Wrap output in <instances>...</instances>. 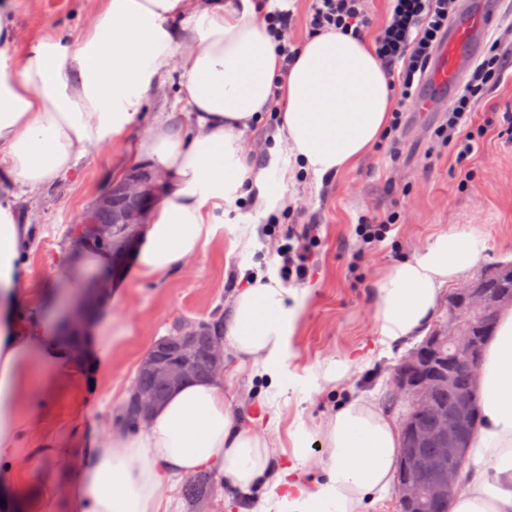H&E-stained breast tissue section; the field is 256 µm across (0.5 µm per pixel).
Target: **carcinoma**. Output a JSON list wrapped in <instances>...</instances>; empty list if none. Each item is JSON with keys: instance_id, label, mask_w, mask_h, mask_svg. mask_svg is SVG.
Returning a JSON list of instances; mask_svg holds the SVG:
<instances>
[{"instance_id": "obj_1", "label": "carcinoma", "mask_w": 512, "mask_h": 512, "mask_svg": "<svg viewBox=\"0 0 512 512\" xmlns=\"http://www.w3.org/2000/svg\"><path fill=\"white\" fill-rule=\"evenodd\" d=\"M151 192L144 195L130 196L124 192V188L117 187L112 189V193L101 203L97 204L92 211L89 224L82 231L81 236L91 247L97 249H118L128 236L129 227L121 220L120 214L129 209L144 210L150 199ZM97 224L112 225V237L103 239L94 234L93 226ZM484 286L487 292L495 294L501 298H512V263H505L494 268L483 278ZM461 319L470 322L478 327V336H480L481 345H486L494 335L496 328V319L483 322L479 315L461 311ZM211 332L203 330L195 337L193 343L183 354L196 362L198 367L205 365L207 356V344ZM135 389L148 392L154 395L157 402L161 403L168 396L172 387L157 378L153 374L138 369L135 378ZM386 399L390 406L402 408V419L412 418V423L418 428L433 430L439 425L436 419V411L453 412L457 407L467 404L473 411L472 422L465 427H458L453 423H448V437L456 440L467 441L470 439L474 430L480 421V411L478 408L476 396L472 395L470 390L469 377L465 373L456 375L453 385H438L434 391V408L425 411L417 408H411L396 399L394 392L389 390L386 393ZM448 443H423L419 441L415 433L401 430L400 434V457L422 455L436 460L446 457L444 448ZM213 478L208 472H200L184 482L182 487V496L186 505V512H199L204 506L212 489ZM453 499L448 497L429 496L423 499L422 505L407 508L403 503H398V512H452Z\"/></svg>"}]
</instances>
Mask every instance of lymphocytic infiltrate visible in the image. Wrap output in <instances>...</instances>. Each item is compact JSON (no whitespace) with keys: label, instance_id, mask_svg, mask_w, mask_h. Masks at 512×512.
Instances as JSON below:
<instances>
[{"label":"lymphocytic infiltrate","instance_id":"obj_1","mask_svg":"<svg viewBox=\"0 0 512 512\" xmlns=\"http://www.w3.org/2000/svg\"><path fill=\"white\" fill-rule=\"evenodd\" d=\"M459 11V0H387L386 17L372 27L368 0H311L306 24L311 33L336 28L362 35L374 28L376 53L392 77L396 97L394 115L384 134L382 152L395 157L396 144L403 127V116L415 96L433 55ZM512 68V24L499 29L488 51L469 70L463 89L448 102V115L434 131L442 147L451 149L461 184L472 179L469 157L486 130L474 126L472 118L484 93ZM406 208L400 207L359 219L355 234L363 249L377 248L393 226L404 223ZM280 250L282 271L291 280L304 279L309 259L318 240L309 231L286 230Z\"/></svg>","mask_w":512,"mask_h":512}]
</instances>
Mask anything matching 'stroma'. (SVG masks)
<instances>
[{
    "instance_id": "stroma-1",
    "label": "stroma",
    "mask_w": 512,
    "mask_h": 512,
    "mask_svg": "<svg viewBox=\"0 0 512 512\" xmlns=\"http://www.w3.org/2000/svg\"><path fill=\"white\" fill-rule=\"evenodd\" d=\"M101 0H11L10 20L17 32L13 47L48 35L77 37L93 22ZM512 69L490 88L479 103L474 122L487 132L469 158L473 180L461 185L454 155L439 152L433 131L444 113L408 119L400 137L397 164L371 151L358 165L338 176L315 182L307 176L289 186V201H301V223L314 225L320 238L305 280L311 294L302 311L294 339L297 368L328 358L362 355L378 339L370 283L375 274L397 260L423 249L432 235L448 228L479 230L487 249L478 262L485 269L512 261ZM188 105L177 80L149 94L129 139L141 137L162 112H184ZM137 171L122 168L121 156L103 146L82 159L65 178L34 196H23L20 208L33 226L30 276L38 283L53 281L66 248L74 239L69 230L115 185ZM408 209L405 223L391 230L366 258L359 257L354 229L360 216L397 206ZM233 224L224 237L190 263L150 280L138 278L134 258H126L115 275L120 296L112 302V368L93 382L76 381L53 401L45 421L52 436L71 437L76 422L94 431L105 411L120 413L125 391L131 390L137 370L171 324L181 318L210 320L228 312L230 299L244 275L266 271L276 255V235L260 236L248 253L231 250Z\"/></svg>"
}]
</instances>
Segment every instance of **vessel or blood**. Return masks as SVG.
<instances>
[{
  "mask_svg": "<svg viewBox=\"0 0 512 512\" xmlns=\"http://www.w3.org/2000/svg\"><path fill=\"white\" fill-rule=\"evenodd\" d=\"M500 0H464L460 14L450 23L430 72L421 82L412 112L424 115L442 111L449 96L462 84L467 69L479 56L494 20Z\"/></svg>",
  "mask_w": 512,
  "mask_h": 512,
  "instance_id": "vessel-or-blood-1",
  "label": "vessel or blood"
}]
</instances>
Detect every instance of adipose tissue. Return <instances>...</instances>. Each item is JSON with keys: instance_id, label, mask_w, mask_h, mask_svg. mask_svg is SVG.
<instances>
[{"instance_id": "adipose-tissue-1", "label": "adipose tissue", "mask_w": 512, "mask_h": 512, "mask_svg": "<svg viewBox=\"0 0 512 512\" xmlns=\"http://www.w3.org/2000/svg\"><path fill=\"white\" fill-rule=\"evenodd\" d=\"M9 14L0 0V512H28L21 483L49 463L74 464L79 477L51 486L40 512H171L177 482L202 470L223 474L241 493L259 492L256 512H364L385 500L399 427L351 386L363 358L290 368L309 289L287 286L272 269L256 275L233 296L221 328L239 367L260 383L265 427L237 421L223 380L205 379L174 390L146 425H104L74 448L39 424L87 356L56 318L41 316L42 290L20 285L32 233L19 199L66 177L104 144L120 150L125 166L147 161L177 180L129 238L142 279L197 257L238 201L276 216L297 174L320 180L354 167L394 107L373 41L323 31L286 66L256 0H102L82 37L42 39L17 56ZM174 67L189 112L160 113L145 136L129 141L147 94ZM273 109L274 145L257 167L242 137ZM485 249L479 231L446 229L373 280L381 355L426 335L444 289ZM114 262L112 251L79 245L57 279L85 289ZM336 390L345 400L334 414L311 423L295 417L284 441L269 434L285 416L286 393ZM476 398L481 421L452 512H512V308L499 314ZM313 459L322 475L310 481L303 467Z\"/></svg>"}]
</instances>
